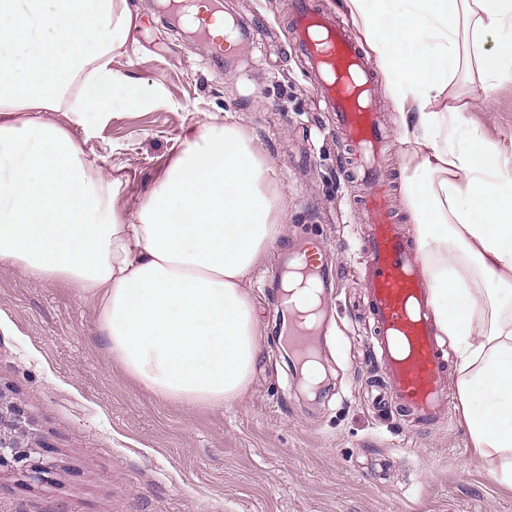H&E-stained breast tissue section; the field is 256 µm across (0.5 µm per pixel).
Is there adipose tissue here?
I'll return each mask as SVG.
<instances>
[{
    "label": "adipose tissue",
    "mask_w": 512,
    "mask_h": 512,
    "mask_svg": "<svg viewBox=\"0 0 512 512\" xmlns=\"http://www.w3.org/2000/svg\"><path fill=\"white\" fill-rule=\"evenodd\" d=\"M387 81L405 147L403 194L436 326L457 357L462 418L494 481L512 490V164L459 108H438L462 64L484 98L512 77V0H343ZM128 0H0V265L99 300L126 373L157 398H241L259 353L246 288L282 234L285 200L233 123L184 148L130 216L55 112L141 104L113 70ZM482 393L483 405L471 397Z\"/></svg>",
    "instance_id": "ef3b65f1"
}]
</instances>
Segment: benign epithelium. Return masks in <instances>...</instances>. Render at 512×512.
Returning a JSON list of instances; mask_svg holds the SVG:
<instances>
[{"label":"benign epithelium","instance_id":"7a95c632","mask_svg":"<svg viewBox=\"0 0 512 512\" xmlns=\"http://www.w3.org/2000/svg\"><path fill=\"white\" fill-rule=\"evenodd\" d=\"M37 435L22 410L0 388V467H7L32 482L45 481L54 461L36 451Z\"/></svg>","mask_w":512,"mask_h":512}]
</instances>
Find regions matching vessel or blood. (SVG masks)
<instances>
[{
  "instance_id": "obj_1",
  "label": "vessel or blood",
  "mask_w": 512,
  "mask_h": 512,
  "mask_svg": "<svg viewBox=\"0 0 512 512\" xmlns=\"http://www.w3.org/2000/svg\"><path fill=\"white\" fill-rule=\"evenodd\" d=\"M290 25L294 51L310 63L317 93L336 114V134L354 159L353 176L362 186L359 206L368 226L364 239L365 288L385 383L382 401L393 402L414 422H435L446 400L449 364L438 338L418 258L394 222L390 184L379 173L383 143L375 76L345 28L318 8V0H292ZM222 66L236 42L250 39L249 29L212 37L206 25L192 28ZM278 330L305 342L295 366L316 347L317 332L296 323L294 305H282Z\"/></svg>"
}]
</instances>
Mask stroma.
I'll use <instances>...</instances> for the list:
<instances>
[{"instance_id":"obj_1","label":"stroma","mask_w":512,"mask_h":512,"mask_svg":"<svg viewBox=\"0 0 512 512\" xmlns=\"http://www.w3.org/2000/svg\"><path fill=\"white\" fill-rule=\"evenodd\" d=\"M131 2L137 26L112 67L138 80L149 105L51 118L87 160L111 170L117 204L130 214L180 152L186 129L235 118L286 199L284 233L249 282L262 349L242 398L221 407L165 402L113 359L96 300L0 267V388L55 462L42 483L0 469V512H512V491L471 456L455 376L446 382L448 410L426 427L373 404L367 391L380 373L358 303L360 188L332 132L335 117L290 48L289 0H224L229 16L262 24L254 45L221 68L159 18L160 0ZM377 97L391 206L408 236L398 118L385 91ZM442 102L462 107L463 119L512 159V78L486 101L476 71H461ZM304 237L330 273L323 381L310 391L288 369L271 288L284 248Z\"/></svg>"}]
</instances>
